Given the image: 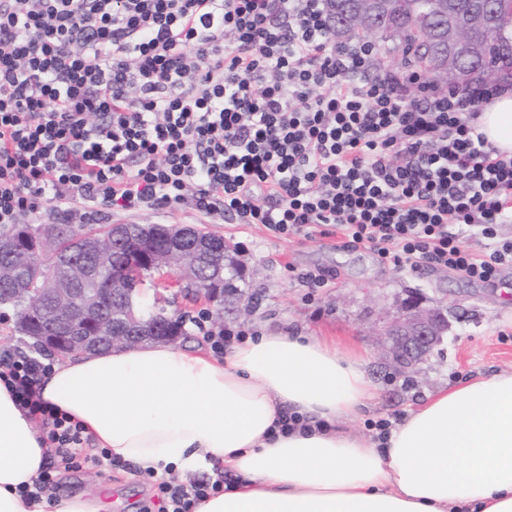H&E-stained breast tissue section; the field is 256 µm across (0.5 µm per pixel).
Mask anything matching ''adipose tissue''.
<instances>
[{"label": "adipose tissue", "instance_id": "1", "mask_svg": "<svg viewBox=\"0 0 512 512\" xmlns=\"http://www.w3.org/2000/svg\"><path fill=\"white\" fill-rule=\"evenodd\" d=\"M474 124L512 155V89ZM364 358L332 336L261 329L222 356L198 342L79 353L38 389L112 458L232 476L195 512H512V372L440 387L387 434L355 436L342 425L374 397ZM44 462L34 420L0 384V512H99L81 494L24 500Z\"/></svg>", "mask_w": 512, "mask_h": 512}]
</instances>
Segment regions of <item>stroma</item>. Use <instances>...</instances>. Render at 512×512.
Returning a JSON list of instances; mask_svg holds the SVG:
<instances>
[{"mask_svg":"<svg viewBox=\"0 0 512 512\" xmlns=\"http://www.w3.org/2000/svg\"><path fill=\"white\" fill-rule=\"evenodd\" d=\"M107 221L191 225L223 236L238 248L252 291L239 316L216 318L213 304L183 291L177 274L167 276L161 304L169 314L185 315L190 340H202L195 320L204 315L208 327L216 330L285 329L362 345L377 397L346 423V431L366 435L369 422H399L416 397L444 384L478 373L512 372V267L503 268L492 281L437 267L400 269L380 263L365 247L338 248L323 237H279L260 225L211 220L188 208L115 212ZM310 273L326 275L324 287H312L306 279ZM413 295L425 304L443 306L450 329L437 351L405 373L385 359L379 332ZM126 474L123 467L102 470L87 464L69 472L67 488L112 501L124 498L126 504L118 512H135L151 487L142 477L130 480Z\"/></svg>","mask_w":512,"mask_h":512,"instance_id":"stroma-1","label":"stroma"}]
</instances>
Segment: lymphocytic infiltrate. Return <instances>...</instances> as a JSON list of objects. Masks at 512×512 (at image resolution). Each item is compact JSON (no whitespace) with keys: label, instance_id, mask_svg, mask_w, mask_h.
<instances>
[{"label":"lymphocytic infiltrate","instance_id":"obj_1","mask_svg":"<svg viewBox=\"0 0 512 512\" xmlns=\"http://www.w3.org/2000/svg\"><path fill=\"white\" fill-rule=\"evenodd\" d=\"M326 0H0V224L44 207L188 206L278 236L338 235L381 262L489 281L512 266V156L472 119L500 83L460 89L336 41ZM488 239L474 254L464 229ZM50 364L0 353L53 472L111 468L37 394ZM223 481L157 484L193 512Z\"/></svg>","mask_w":512,"mask_h":512}]
</instances>
